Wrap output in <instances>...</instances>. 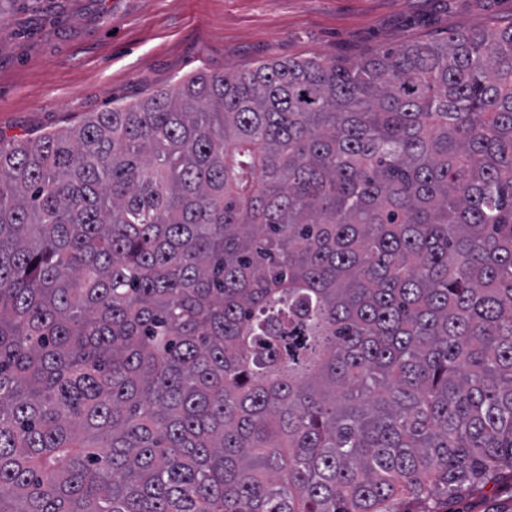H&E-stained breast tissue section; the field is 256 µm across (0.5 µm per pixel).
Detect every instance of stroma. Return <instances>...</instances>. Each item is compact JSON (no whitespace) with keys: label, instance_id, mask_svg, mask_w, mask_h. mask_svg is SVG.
<instances>
[{"label":"stroma","instance_id":"obj_1","mask_svg":"<svg viewBox=\"0 0 512 512\" xmlns=\"http://www.w3.org/2000/svg\"><path fill=\"white\" fill-rule=\"evenodd\" d=\"M512 22V0H9L0 9V141L81 123L199 71L361 58ZM439 512H512V474Z\"/></svg>","mask_w":512,"mask_h":512}]
</instances>
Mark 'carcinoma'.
<instances>
[{
	"label": "carcinoma",
	"instance_id": "carcinoma-1",
	"mask_svg": "<svg viewBox=\"0 0 512 512\" xmlns=\"http://www.w3.org/2000/svg\"><path fill=\"white\" fill-rule=\"evenodd\" d=\"M504 471L512 22L0 144V512H398Z\"/></svg>",
	"mask_w": 512,
	"mask_h": 512
}]
</instances>
